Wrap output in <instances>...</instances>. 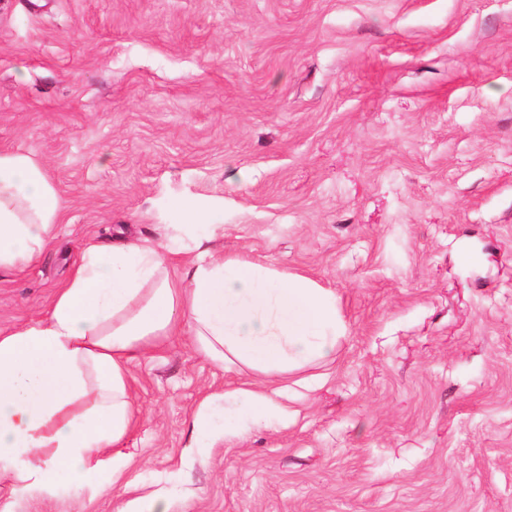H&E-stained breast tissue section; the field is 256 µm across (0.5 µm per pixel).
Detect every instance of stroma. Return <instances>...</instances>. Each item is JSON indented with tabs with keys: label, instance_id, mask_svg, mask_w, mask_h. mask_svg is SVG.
<instances>
[{
	"label": "stroma",
	"instance_id": "stroma-1",
	"mask_svg": "<svg viewBox=\"0 0 512 512\" xmlns=\"http://www.w3.org/2000/svg\"><path fill=\"white\" fill-rule=\"evenodd\" d=\"M0 149L64 212L0 271V330L46 314L83 251L166 246L220 209L225 254L334 289L336 361L287 414L191 448L201 399L243 386L190 336L130 364L134 462L13 512H512V0H0ZM473 257L458 260L460 253ZM175 209L179 212L181 217L190 224L185 225H196L194 223L213 221L217 219V210L215 208H207L195 201L181 199L174 203Z\"/></svg>",
	"mask_w": 512,
	"mask_h": 512
}]
</instances>
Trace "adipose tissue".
Wrapping results in <instances>:
<instances>
[{
	"mask_svg": "<svg viewBox=\"0 0 512 512\" xmlns=\"http://www.w3.org/2000/svg\"><path fill=\"white\" fill-rule=\"evenodd\" d=\"M63 200L29 155L0 151V271H21L53 243ZM189 326L213 363L254 378L253 414H283L273 393L299 370L336 360L345 334L334 289L207 248L171 277L162 244L89 247L45 317L0 331V483L52 499L101 476L120 478L114 446L137 416L128 364L151 341ZM215 399L192 420L197 447L239 426L215 424Z\"/></svg>",
	"mask_w": 512,
	"mask_h": 512,
	"instance_id": "obj_1",
	"label": "adipose tissue"
}]
</instances>
